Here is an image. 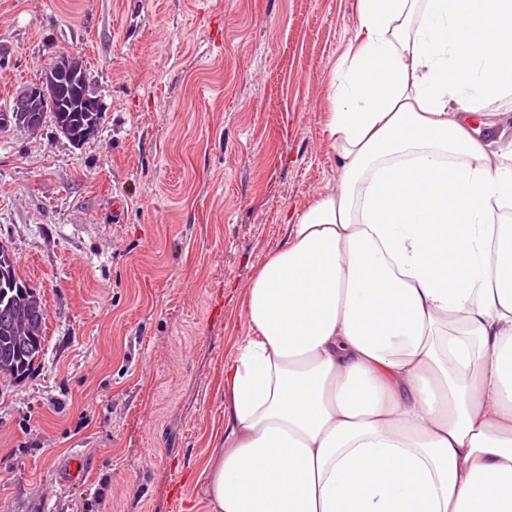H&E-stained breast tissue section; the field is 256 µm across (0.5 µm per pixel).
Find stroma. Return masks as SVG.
<instances>
[{"label": "stroma", "mask_w": 512, "mask_h": 512, "mask_svg": "<svg viewBox=\"0 0 512 512\" xmlns=\"http://www.w3.org/2000/svg\"><path fill=\"white\" fill-rule=\"evenodd\" d=\"M358 24V0H0V110L64 55L102 104L78 147L49 117L0 133V244L47 311L35 370L0 376V512H209L244 287L336 184Z\"/></svg>", "instance_id": "35a3bbf8"}]
</instances>
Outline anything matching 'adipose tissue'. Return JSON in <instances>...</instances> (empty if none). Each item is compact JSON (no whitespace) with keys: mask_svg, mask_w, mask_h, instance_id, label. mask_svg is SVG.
Masks as SVG:
<instances>
[{"mask_svg":"<svg viewBox=\"0 0 512 512\" xmlns=\"http://www.w3.org/2000/svg\"><path fill=\"white\" fill-rule=\"evenodd\" d=\"M336 188L244 290L210 512H512V0H359ZM512 95L511 96H505L501 98H490L486 100V102L483 104V111L484 112H509V118L506 121H500V118L502 117H495L497 124L494 128H496V136L499 135V137L495 139H490L493 143L491 146L492 150H497L500 146H506L507 144L511 143L512 141ZM500 136H502L500 138Z\"/></svg>","mask_w":512,"mask_h":512,"instance_id":"obj_1","label":"adipose tissue"}]
</instances>
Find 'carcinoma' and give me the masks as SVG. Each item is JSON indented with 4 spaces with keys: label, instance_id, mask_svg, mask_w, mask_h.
I'll list each match as a JSON object with an SVG mask.
<instances>
[{
    "label": "carcinoma",
    "instance_id": "cac0c4a2",
    "mask_svg": "<svg viewBox=\"0 0 512 512\" xmlns=\"http://www.w3.org/2000/svg\"><path fill=\"white\" fill-rule=\"evenodd\" d=\"M12 105V128L39 129L49 110L60 133L76 146L94 134L102 119L88 81L70 84L67 99L60 103H34L18 95ZM46 316L40 292L17 276L13 255L0 245V375L21 379L34 368L43 350Z\"/></svg>",
    "mask_w": 512,
    "mask_h": 512
}]
</instances>
